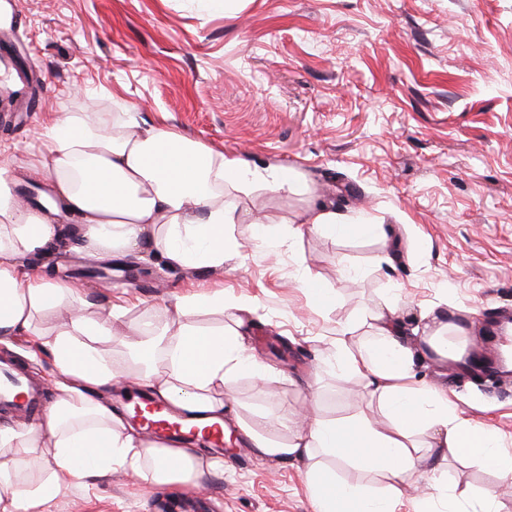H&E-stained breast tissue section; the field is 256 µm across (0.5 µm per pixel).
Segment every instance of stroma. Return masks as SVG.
Segmentation results:
<instances>
[{"mask_svg":"<svg viewBox=\"0 0 512 512\" xmlns=\"http://www.w3.org/2000/svg\"><path fill=\"white\" fill-rule=\"evenodd\" d=\"M0 14V160L11 165L19 201L39 184L42 131L55 115L100 106L93 117L133 108L140 124H165L228 158L285 173L288 196L262 184L228 183L224 201L241 223L227 232L245 247L236 268L180 271L141 257L131 275L124 255L74 251L72 214L49 251L22 255L21 271L55 267L83 289L88 317L124 305L140 325L175 297L210 288L254 303L246 338L267 367L227 394L253 421L317 396L342 418L364 402L354 378L328 363L337 325L361 321L381 298L400 294L407 329L423 314L476 308L472 339L482 352L494 320L512 315V0H5ZM343 222L364 218L386 238L342 239L313 228V202ZM278 224L277 245L252 220ZM111 268L112 278L82 277ZM310 270L335 300L311 308L296 279ZM54 399L59 375L32 337L0 341ZM417 372L448 386L466 415L494 428L512 451V380L478 381L475 370L419 360ZM224 470L196 485L157 491L132 473L64 489L49 512H165L173 498L197 512H314L296 461H269L235 423ZM448 482L496 490L497 512H512V481L454 464Z\"/></svg>","mask_w":512,"mask_h":512,"instance_id":"1","label":"stroma"}]
</instances>
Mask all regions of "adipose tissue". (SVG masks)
Listing matches in <instances>:
<instances>
[{"label":"adipose tissue","mask_w":512,"mask_h":512,"mask_svg":"<svg viewBox=\"0 0 512 512\" xmlns=\"http://www.w3.org/2000/svg\"><path fill=\"white\" fill-rule=\"evenodd\" d=\"M44 142L40 169L53 176L57 196L81 224L75 249L105 256L145 252L187 270L223 268L244 258L242 245L226 233L238 218L224 203L225 181H259L273 193L289 189L278 171L226 159L167 127L143 126L131 112L108 128L84 112L54 117ZM9 174V164L0 161V336H34L64 381L43 421L21 430L0 427V512H42L64 487L117 470L168 488L223 466L222 458L201 456L190 445L140 439L99 396L133 378L177 410L219 423L239 415L237 402L224 396L226 385L266 371L246 346L241 313L248 302L225 298L218 288L176 297L164 306L161 324L142 329L125 327L115 308L107 322L90 319L80 288L19 272L17 257L51 247L58 230L48 212L12 196ZM60 307L69 310L67 320L39 326L41 313ZM227 309L229 324L197 322L202 311ZM466 319V311L451 314L416 340L382 309L372 313L365 334L348 324L337 329L335 360L360 380L384 425L365 412L326 417L312 399L301 405V419L283 413L261 427L245 421L244 434L265 459L304 463L316 512H397L408 487L417 491L411 512H439L443 502L448 512H494V490L470 496L439 480L422 482L424 472H442L459 460L512 480V452L498 434L466 418L446 387L416 374L423 354L439 364L464 362L472 350ZM119 335L142 365L120 362L104 349ZM353 336L359 342L354 350L348 345ZM26 461L38 463L40 479L24 477ZM340 463L374 474L377 486L337 480Z\"/></svg>","instance_id":"adipose-tissue-1"}]
</instances>
